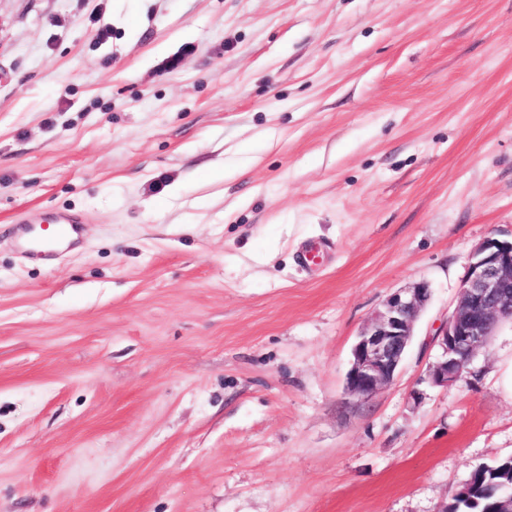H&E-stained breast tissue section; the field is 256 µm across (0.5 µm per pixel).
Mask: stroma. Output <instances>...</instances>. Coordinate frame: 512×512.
<instances>
[{
  "instance_id": "1",
  "label": "stroma",
  "mask_w": 512,
  "mask_h": 512,
  "mask_svg": "<svg viewBox=\"0 0 512 512\" xmlns=\"http://www.w3.org/2000/svg\"><path fill=\"white\" fill-rule=\"evenodd\" d=\"M491 234L512 0H0V512H442L512 457V323L427 380ZM426 281H416L386 297L357 336L346 375L348 391L368 399L398 374L414 336V327L431 299Z\"/></svg>"
}]
</instances>
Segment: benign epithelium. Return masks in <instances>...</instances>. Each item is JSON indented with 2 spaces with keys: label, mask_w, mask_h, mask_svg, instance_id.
Here are the masks:
<instances>
[{
  "label": "benign epithelium",
  "mask_w": 512,
  "mask_h": 512,
  "mask_svg": "<svg viewBox=\"0 0 512 512\" xmlns=\"http://www.w3.org/2000/svg\"><path fill=\"white\" fill-rule=\"evenodd\" d=\"M430 299L425 281L386 297L353 345L346 375L352 395L368 399L394 380ZM506 321L512 322V238L491 235L470 253L457 303L434 335L440 356L429 370L431 384L446 388L462 379Z\"/></svg>",
  "instance_id": "obj_1"
}]
</instances>
